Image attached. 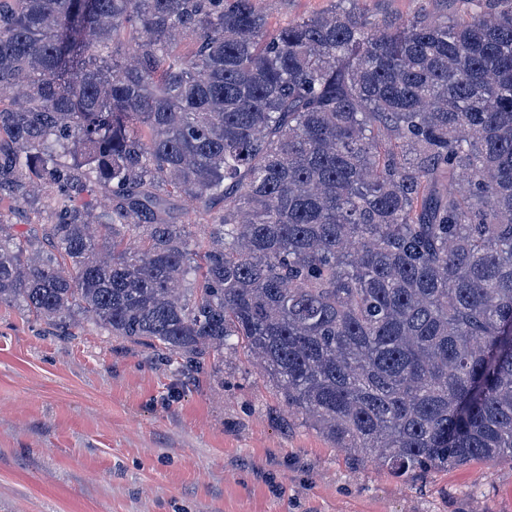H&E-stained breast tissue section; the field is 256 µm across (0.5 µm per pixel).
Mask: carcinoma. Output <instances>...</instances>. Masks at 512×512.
<instances>
[{
  "mask_svg": "<svg viewBox=\"0 0 512 512\" xmlns=\"http://www.w3.org/2000/svg\"><path fill=\"white\" fill-rule=\"evenodd\" d=\"M438 1L0 0V200L51 199L0 219V305L190 380L243 347L398 476L512 460V0ZM176 197L224 204L206 251ZM265 4L271 27H278L301 17L329 10L334 2L333 0H270ZM368 14L376 20L406 19L414 14L420 0H365ZM0 212L4 215V223L10 224V232L17 237L26 236L31 228L30 224H38L26 206L25 208L14 207L7 198L1 201Z\"/></svg>",
  "mask_w": 512,
  "mask_h": 512,
  "instance_id": "obj_1",
  "label": "carcinoma"
}]
</instances>
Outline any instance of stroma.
Segmentation results:
<instances>
[{
	"label": "stroma",
	"instance_id": "obj_1",
	"mask_svg": "<svg viewBox=\"0 0 512 512\" xmlns=\"http://www.w3.org/2000/svg\"><path fill=\"white\" fill-rule=\"evenodd\" d=\"M0 512H512V462L397 477L289 409L241 348L196 381L0 306Z\"/></svg>",
	"mask_w": 512,
	"mask_h": 512
}]
</instances>
